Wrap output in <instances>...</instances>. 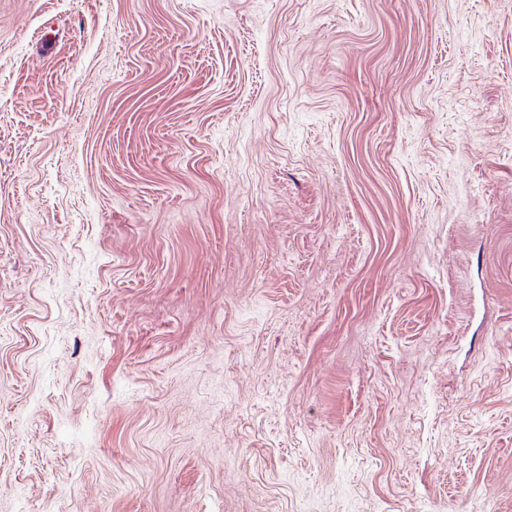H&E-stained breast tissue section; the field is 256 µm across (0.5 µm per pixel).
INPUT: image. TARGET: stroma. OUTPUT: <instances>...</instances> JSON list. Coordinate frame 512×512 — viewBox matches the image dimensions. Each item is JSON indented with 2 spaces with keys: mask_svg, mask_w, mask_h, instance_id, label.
Segmentation results:
<instances>
[{
  "mask_svg": "<svg viewBox=\"0 0 512 512\" xmlns=\"http://www.w3.org/2000/svg\"><path fill=\"white\" fill-rule=\"evenodd\" d=\"M512 512V0H0V512Z\"/></svg>",
  "mask_w": 512,
  "mask_h": 512,
  "instance_id": "35a3bbf8",
  "label": "stroma"
}]
</instances>
